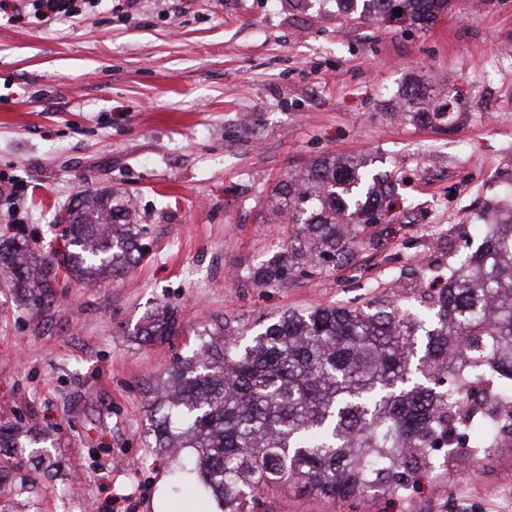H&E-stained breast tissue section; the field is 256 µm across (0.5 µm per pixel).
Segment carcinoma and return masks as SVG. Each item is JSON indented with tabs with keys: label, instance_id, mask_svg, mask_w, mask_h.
<instances>
[{
	"label": "carcinoma",
	"instance_id": "cac0c4a2",
	"mask_svg": "<svg viewBox=\"0 0 512 512\" xmlns=\"http://www.w3.org/2000/svg\"><path fill=\"white\" fill-rule=\"evenodd\" d=\"M448 4L336 0L343 15L412 25ZM431 101L429 88L416 85L399 114L453 118L442 106L429 111ZM276 193L283 222L293 225L291 258L303 266L346 262L367 228L395 220L387 176L360 158H318ZM474 223L491 225L492 236L416 284L397 279L362 304L197 332V348L173 362L148 400L154 447L173 452V492L191 483L198 500L222 512H243L284 482L330 498L399 500L455 475L467 449L497 448V420L512 417V207L478 213ZM147 230L122 199L84 196L68 206L60 254L37 262L28 239L0 235V281L48 306L59 270L83 282L126 272L143 256ZM291 269L273 259L254 277L279 282ZM177 328L164 308L136 336L149 342ZM30 429L0 422V449H21L36 469L51 461L58 438L39 431L19 444ZM35 487L34 477L16 480L0 461V512H38Z\"/></svg>",
	"mask_w": 512,
	"mask_h": 512
}]
</instances>
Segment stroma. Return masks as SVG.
<instances>
[{
  "label": "stroma",
  "mask_w": 512,
  "mask_h": 512,
  "mask_svg": "<svg viewBox=\"0 0 512 512\" xmlns=\"http://www.w3.org/2000/svg\"><path fill=\"white\" fill-rule=\"evenodd\" d=\"M456 103L452 123L391 105L409 80ZM375 160L396 219L346 265L257 282L287 257L274 210L288 174L326 156ZM512 167V0H451L427 26L337 14L334 0H103L83 23L0 0V229L40 254L84 191L129 199L144 256L95 284L61 278L35 309L0 288V421L58 431L38 512H153L171 462L147 433L149 389L194 330L356 304L416 278L414 256L471 252L473 215ZM180 329L135 331L157 309ZM252 512H512V454L391 505L267 490Z\"/></svg>",
  "instance_id": "obj_1"
}]
</instances>
